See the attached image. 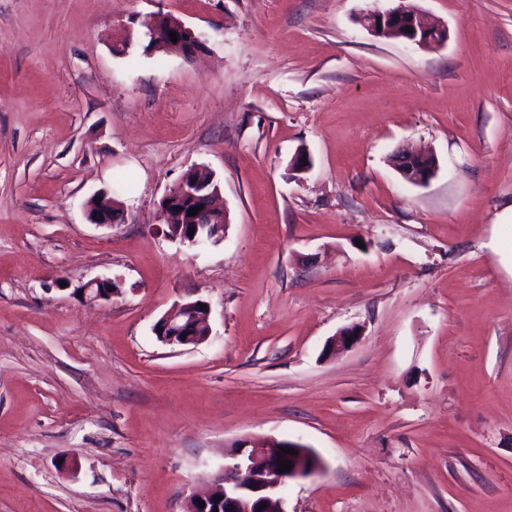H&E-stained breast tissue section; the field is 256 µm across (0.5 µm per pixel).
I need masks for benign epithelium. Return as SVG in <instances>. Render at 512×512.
Returning <instances> with one entry per match:
<instances>
[{"mask_svg":"<svg viewBox=\"0 0 512 512\" xmlns=\"http://www.w3.org/2000/svg\"><path fill=\"white\" fill-rule=\"evenodd\" d=\"M157 16H149L143 23L149 26L148 34L152 46L157 50L167 49L183 56H190L203 46L200 38L181 23L169 27L156 24ZM361 25L375 34L389 27H410L412 31L401 37L404 42L433 49L444 45L442 37L445 28L429 21L415 5H405L402 9L376 10L360 17ZM176 33L177 41H172L170 33ZM416 153L402 149L392 160L393 167L401 177L414 185L423 186L432 179L438 169L434 164L419 169L412 164ZM198 168L191 167L182 175L178 190L166 195L160 203L161 211L170 228V237L182 245L202 247L223 239L221 231L224 223V210L215 204L218 191L195 194L186 190V184L193 181ZM198 207L200 211L189 216V209ZM92 224L110 226L124 220V215L104 209L97 215H87ZM119 288L109 279H94L87 284L84 292L92 301L109 300ZM206 300L187 298L178 303L175 309L163 315L154 325L153 331L160 342L172 347H190L204 343L208 339V322L211 308L202 307ZM359 332L355 327L341 330L329 342V351L350 348ZM353 341H347V338ZM293 449L295 455L283 454L281 449ZM288 459L292 468L288 472L279 471V460ZM322 462L308 460L305 445L289 439L267 437L257 440H243L233 461L224 465L211 479L210 491L200 497L189 499L186 512H285L278 508L280 493L289 482L308 478L321 472ZM221 492V499L214 497Z\"/></svg>","mask_w":512,"mask_h":512,"instance_id":"benign-epithelium-1","label":"benign epithelium"}]
</instances>
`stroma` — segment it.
<instances>
[{"label": "stroma", "instance_id": "35a3bbf8", "mask_svg": "<svg viewBox=\"0 0 512 512\" xmlns=\"http://www.w3.org/2000/svg\"><path fill=\"white\" fill-rule=\"evenodd\" d=\"M414 2L442 47L358 23L396 0H0V512H182L261 437L323 461L286 512H512V0ZM157 12L203 50L147 51ZM193 166L201 250L160 213ZM197 297L209 339L162 344ZM418 154L419 153L402 149L393 156L391 163L405 181L414 185L423 186L434 177L438 169V164L436 162L434 165L423 169L414 167L412 159ZM202 169L201 167H191L184 172L178 190L166 195L160 203L161 211L170 228V237L189 247H202L212 243L215 238L219 240L224 238V232L219 229L222 227L224 229V210L215 204L219 188L201 194H195L186 189V184L193 182L196 171V178L202 182H209L212 188L218 187L213 173L210 170L208 172L198 171ZM183 191H187L186 194L182 195ZM175 207H178V210H175ZM194 207H202V210L198 211L195 216L189 217V209ZM214 224H217L218 227L213 235L208 236L206 231ZM191 228H195V232L189 234ZM110 201H112V199H107L105 196H102L101 200H98V198H95L90 202L92 214L98 212V210L101 208H107V209L102 210L101 212L94 214V215H97V218H94V215H91L88 210L87 218L91 224H96L98 226H112V224H118L119 222L124 220L123 213L122 214L113 213V211L117 212V210H115V209H117V207L115 205L113 206V209H112L113 211L108 209L107 203H109ZM104 202H106V204H104Z\"/></svg>", "mask_w": 512, "mask_h": 512}]
</instances>
